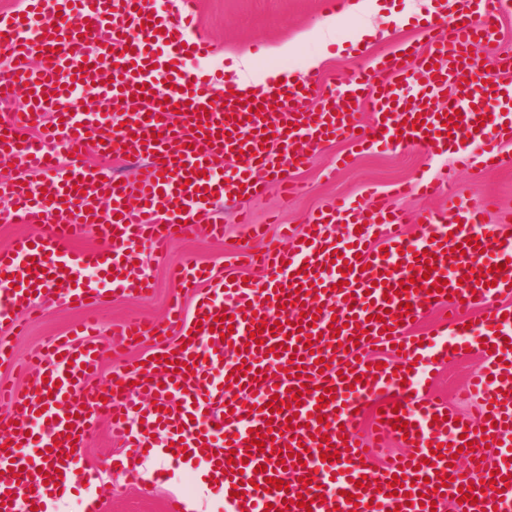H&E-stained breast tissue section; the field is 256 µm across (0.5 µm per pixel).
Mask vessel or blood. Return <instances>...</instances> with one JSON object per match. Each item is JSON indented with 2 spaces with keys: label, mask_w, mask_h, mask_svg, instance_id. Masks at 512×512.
<instances>
[{
  "label": "vessel or blood",
  "mask_w": 512,
  "mask_h": 512,
  "mask_svg": "<svg viewBox=\"0 0 512 512\" xmlns=\"http://www.w3.org/2000/svg\"><path fill=\"white\" fill-rule=\"evenodd\" d=\"M40 2L29 0L26 18L0 29L10 58L0 100L19 89L26 97L21 111L0 118V164L54 174L46 192L33 196L24 181L9 185V219L47 230L0 251V323L15 308H32L48 289L79 307L148 290L131 261V243L152 247L175 231L223 237L215 203L259 194L264 183L252 168L282 179L337 137L431 153L450 142L477 171L502 163L501 147L512 142V82L499 79L512 59L495 58L487 69L469 54L473 40L495 39L498 12L512 0H463L460 8L430 15L424 47L403 44L394 57L354 59L342 88L284 83L254 96L228 93L220 102L196 70L173 64L210 47L207 34L184 36L192 0L176 18L157 0H55L57 17L40 15ZM424 71L422 95L400 102L397 88ZM87 91L101 109H82L79 96ZM317 93L321 103L308 108ZM91 144L104 155L146 163L136 178L115 182L76 162L77 149ZM224 157L241 159L242 171L217 178L214 165ZM417 187L445 197L424 216L418 241L406 237L389 201H342L313 217L291 249L268 246L255 260L262 280H218L184 265L182 287L199 294L192 317L183 319L173 306L176 343L163 358L115 368L111 394L90 384L101 365L92 324L54 339L36 355L29 388L0 389V399L17 408L15 422L0 428V476L7 478L0 512H17L24 498L40 506L44 481L83 468L85 438L105 414L122 433L128 477L136 475L138 449L160 429L169 431L175 452L204 446L230 460L222 482L228 512H303L302 500L310 512H431L432 503L450 499L459 512H512V387L501 379L512 362V225L488 223L484 209H466L454 189H438L430 178H418ZM103 200L110 214L100 211ZM330 221L354 228L350 247L338 249L325 237ZM363 224L378 230L380 246L360 233ZM91 231L103 247L78 249ZM409 279L415 290H401ZM437 279L444 282L438 293ZM440 306L448 318L412 333L413 320ZM223 315L234 325L225 339L212 329ZM255 331L260 339H252ZM375 343L400 345L404 361L368 367L358 348ZM470 350L482 354L486 373L469 387L479 400L477 415L458 418L436 399L430 381L440 362ZM169 355L175 364L166 363ZM305 384L311 393H301ZM325 387L335 398L322 407ZM132 392L151 401L135 432L125 428L124 398ZM245 396L251 405L242 404ZM275 397L286 410L270 411ZM370 403L384 411L383 431L410 450L399 462L374 467L378 448L357 435L359 411ZM34 431L43 452L31 449ZM262 434L265 445L255 446ZM487 446L497 456L478 459ZM455 453L469 459L467 474L451 466ZM397 473L406 484L395 489ZM269 478L283 480L284 489L264 490ZM466 487L472 500L460 498Z\"/></svg>",
  "instance_id": "1"
}]
</instances>
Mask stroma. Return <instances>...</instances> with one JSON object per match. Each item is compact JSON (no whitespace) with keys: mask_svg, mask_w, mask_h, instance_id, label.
I'll list each match as a JSON object with an SVG mask.
<instances>
[{"mask_svg":"<svg viewBox=\"0 0 512 512\" xmlns=\"http://www.w3.org/2000/svg\"><path fill=\"white\" fill-rule=\"evenodd\" d=\"M443 2L396 0L395 11H379L369 16V24L381 30L382 35L360 46L354 42L360 21L345 14L340 15L338 34L329 44L313 37V30L327 17L319 0H196L198 25L213 42L211 56L198 59L197 70L204 78L218 79L226 68L247 58L252 72H260L277 58L278 47L286 45L304 59L303 65L295 69V76L308 78L307 59L321 53L325 59L317 75L333 82L348 73L354 54L369 56L385 52L397 43L420 41L422 17L439 12ZM425 171L441 179L455 174L457 193L467 204L478 207L484 201H493L495 208L489 213V220L512 215V160L477 172L462 167L452 148L444 149L431 160L419 150L385 146L361 149L345 138L326 143L311 152L307 165L293 174L295 180L303 183V190L285 197L272 184L262 196L218 203L216 218L224 226L223 241L202 233L177 235L141 251L139 271L149 279L150 293L108 296L94 305L92 315L98 324L95 339L103 350L94 385L108 389L113 367L138 366L140 357L154 346L150 340L126 346L113 336L114 326L143 318L158 323L167 336L175 335L176 328L166 316L169 303L180 300L188 312L194 305L193 297L184 293L175 276L183 263H200L219 277L262 279V271L250 266L243 256L244 249L257 250L261 244L249 240L246 225L237 221L238 211H246L257 224L275 220L299 228L311 213L329 208L337 199L359 202L373 191L395 195L401 184L414 182ZM441 203V195L424 197L413 190L396 197L395 206L408 226L409 235L414 236L423 216ZM83 316V310L47 294L37 299L36 310L28 316L24 331L0 326V343L12 354L9 362L0 365V384L19 389L33 384L35 376L26 369V358L46 347L51 338L67 335ZM481 369L482 362L475 354L464 360H447L441 367L436 388L446 398L450 411L475 414L476 405L466 384ZM166 440L164 432H157L153 447L147 448L141 459L139 481L130 485L121 472L119 436L104 425L87 436L83 448L85 461L99 469L112 486L105 512H167L170 499L182 498L186 471L165 454Z\"/></svg>","mask_w":512,"mask_h":512,"instance_id":"obj_1","label":"stroma"}]
</instances>
